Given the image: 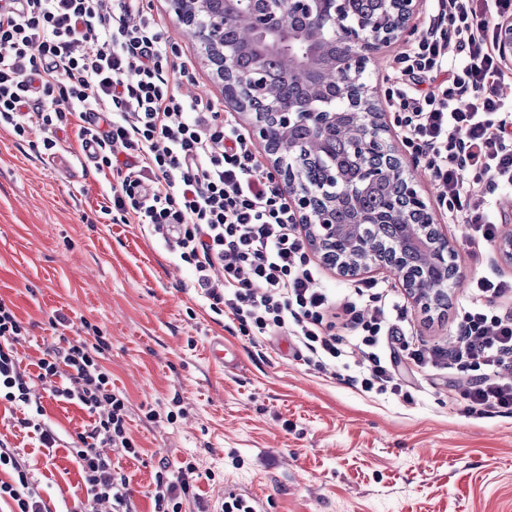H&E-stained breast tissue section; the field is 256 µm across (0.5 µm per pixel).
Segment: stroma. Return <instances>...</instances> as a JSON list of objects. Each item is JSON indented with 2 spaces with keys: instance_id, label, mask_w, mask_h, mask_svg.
Wrapping results in <instances>:
<instances>
[{
  "instance_id": "stroma-1",
  "label": "stroma",
  "mask_w": 512,
  "mask_h": 512,
  "mask_svg": "<svg viewBox=\"0 0 512 512\" xmlns=\"http://www.w3.org/2000/svg\"><path fill=\"white\" fill-rule=\"evenodd\" d=\"M153 15L192 79L175 78L180 92L231 112L224 84L201 49L183 32L167 0H140ZM400 42L375 54L368 82L384 112L397 82ZM45 154L39 134L22 139L0 129V296L10 299L30 329L19 349L33 367L54 342V311L70 320L67 336H106L105 367L130 401L128 426L143 450L122 460L139 512H151L148 490L159 461L170 468L192 462L212 512L226 489L257 512H512V416L468 417L461 394L472 373L420 369L411 362L420 345L447 347L456 336L468 283L480 277L512 279V264L497 242L475 251L465 215L438 211L439 227L466 285L442 313H424L386 271L343 276L319 264L324 287L336 296V332L351 335L343 312L352 300L368 310L372 299L356 289L375 285L396 296L407 316L405 337L392 347L402 360L401 395L363 394L306 362L292 337L246 335L238 322L213 313L191 286V273L137 225L112 220L108 184L68 152ZM223 337L239 366L212 364L207 345ZM46 418L62 439L53 458L34 447L16 423L18 410L0 404V435L19 446L52 512H79L81 476L66 446L89 423L80 406L46 401ZM158 417L147 420L148 410ZM176 420H167L169 411Z\"/></svg>"
}]
</instances>
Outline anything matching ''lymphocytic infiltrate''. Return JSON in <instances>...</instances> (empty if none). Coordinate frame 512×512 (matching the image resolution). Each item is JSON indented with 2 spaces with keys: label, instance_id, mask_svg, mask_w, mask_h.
Masks as SVG:
<instances>
[{
  "label": "lymphocytic infiltrate",
  "instance_id": "1",
  "mask_svg": "<svg viewBox=\"0 0 512 512\" xmlns=\"http://www.w3.org/2000/svg\"><path fill=\"white\" fill-rule=\"evenodd\" d=\"M138 0H0V128L18 137L42 134L54 152L57 132L76 123L80 148L96 144V172L112 177V209L140 225L192 274L215 314H229L256 336L287 333L320 373L352 368L349 382L365 393L401 394L397 353L382 356L406 311L384 298L359 335L332 334L331 308L298 236V219L273 175L261 173L248 135L214 104L179 94L168 76V46ZM512 0H438L431 36L403 52L394 105L403 140L428 158L442 202L468 210L471 248L495 239L498 224L480 195L488 177L512 183V113L496 95L505 74L495 51L496 16ZM457 38L458 64L445 38ZM452 352L417 349L416 366L448 360L479 370L463 392L472 417L512 414V311L493 310L512 282L473 281ZM29 331L12 301L0 298V402L20 409L19 425L38 447L59 438L45 420L44 400L74 403L91 418L70 444L80 470V512H138L132 479L120 459H139L129 429V402L103 365L107 343L83 338L47 347L23 368L18 348ZM43 394H36V387ZM0 502L10 512H52L41 486L7 439L0 437ZM201 475L193 463L178 471L159 463L149 492L152 512H182Z\"/></svg>",
  "mask_w": 512,
  "mask_h": 512
}]
</instances>
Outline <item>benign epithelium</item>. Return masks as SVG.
<instances>
[{
    "label": "benign epithelium",
    "mask_w": 512,
    "mask_h": 512,
    "mask_svg": "<svg viewBox=\"0 0 512 512\" xmlns=\"http://www.w3.org/2000/svg\"><path fill=\"white\" fill-rule=\"evenodd\" d=\"M426 2L380 0L376 13L351 19L347 0H168L171 11L224 81L225 99L242 112L253 111L258 101L263 103L265 116L255 117L253 136L276 156V169L291 160L305 164L321 157L328 128L336 121V101L327 98V87L336 82L345 84L343 113L352 137L356 179L334 168L330 173L332 190H315L301 186L286 170L289 206L299 223L306 225L308 242L325 264L343 276L386 268L402 280L416 306L432 311L441 309L436 290L425 287L420 276L408 277L406 265L411 263L412 254L424 270L436 265L450 252L448 239L434 225L414 166L399 157L389 140L391 126L367 82L373 55L406 39ZM228 27L238 30L239 40L234 45L224 43V29ZM496 51L502 62H512V15L504 14L496 23ZM241 54L253 61V67L245 72L236 66ZM270 58L279 59L288 75L297 79V92L286 103L275 96L266 79L265 62ZM244 84L253 91L249 103L238 95ZM302 123L317 139L301 155L291 133ZM379 144L383 146L381 158L373 163L369 149ZM392 177L398 192L387 199L384 211L401 224V237L372 249L366 225L376 230L381 220L363 216L356 224H339L336 210L344 203L355 204L362 187ZM418 213L427 216V228L414 224Z\"/></svg>",
    "instance_id": "benign-epithelium-1"
}]
</instances>
